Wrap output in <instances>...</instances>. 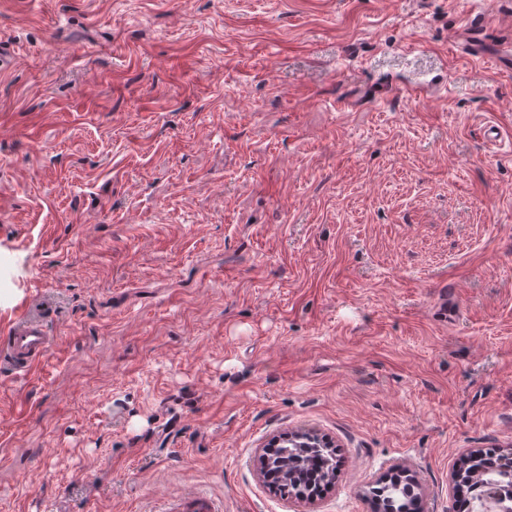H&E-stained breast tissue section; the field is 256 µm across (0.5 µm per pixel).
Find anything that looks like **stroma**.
<instances>
[{"label": "stroma", "mask_w": 512, "mask_h": 512, "mask_svg": "<svg viewBox=\"0 0 512 512\" xmlns=\"http://www.w3.org/2000/svg\"><path fill=\"white\" fill-rule=\"evenodd\" d=\"M470 17L512 44V0H0V329L54 309L0 367V512H372L400 472L456 512L512 449V63ZM307 430L336 479L275 496ZM33 307L35 312L15 321L0 336V365L18 376L34 372L52 346L53 338L43 324L44 310L39 304ZM489 452L497 453L496 449L493 448L489 449ZM497 455L501 456L503 460L502 463L492 456H477V463H474L471 458H467L457 470V485L460 488L463 487L466 489V494H468L467 498L472 505L474 500L482 504V498L485 492L483 488L486 487V484L490 482L500 484L504 487L503 489H505L502 509L504 512H512V494L507 490V486L509 485V479L507 477L508 469H511L512 476V461H507L506 458H504H509L508 455L501 453H497ZM475 466L481 469V476L479 478L473 475ZM223 508L209 494L187 491L172 497L161 512H222Z\"/></svg>", "instance_id": "obj_1"}]
</instances>
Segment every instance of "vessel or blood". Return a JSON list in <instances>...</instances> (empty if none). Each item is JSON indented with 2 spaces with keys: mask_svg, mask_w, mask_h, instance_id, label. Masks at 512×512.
I'll use <instances>...</instances> for the list:
<instances>
[{
  "mask_svg": "<svg viewBox=\"0 0 512 512\" xmlns=\"http://www.w3.org/2000/svg\"><path fill=\"white\" fill-rule=\"evenodd\" d=\"M52 341L41 312L29 313L0 334V365L15 375H28L45 360ZM164 512H222V508L207 493L187 491L172 497Z\"/></svg>",
  "mask_w": 512,
  "mask_h": 512,
  "instance_id": "1",
  "label": "vessel or blood"
}]
</instances>
